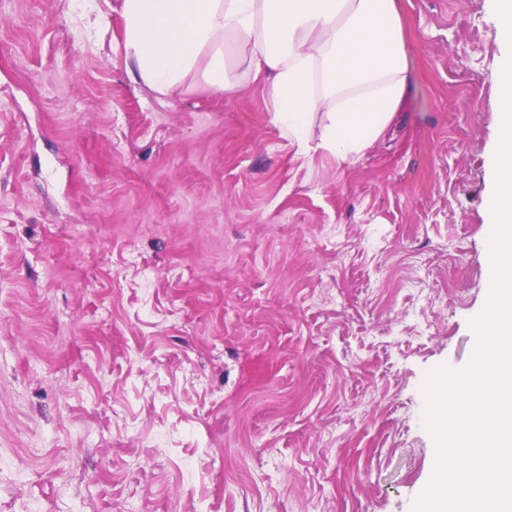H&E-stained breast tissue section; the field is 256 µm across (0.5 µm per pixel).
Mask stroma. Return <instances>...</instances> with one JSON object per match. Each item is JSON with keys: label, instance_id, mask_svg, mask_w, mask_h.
I'll list each match as a JSON object with an SVG mask.
<instances>
[{"label": "stroma", "instance_id": "35a3bbf8", "mask_svg": "<svg viewBox=\"0 0 512 512\" xmlns=\"http://www.w3.org/2000/svg\"><path fill=\"white\" fill-rule=\"evenodd\" d=\"M121 4L0 0V512H414L487 300L492 0H398L414 85L341 164L262 82L137 81Z\"/></svg>", "mask_w": 512, "mask_h": 512}]
</instances>
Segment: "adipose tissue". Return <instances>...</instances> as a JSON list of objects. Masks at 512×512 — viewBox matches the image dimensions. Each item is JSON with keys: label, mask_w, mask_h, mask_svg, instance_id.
<instances>
[{"label": "adipose tissue", "mask_w": 512, "mask_h": 512, "mask_svg": "<svg viewBox=\"0 0 512 512\" xmlns=\"http://www.w3.org/2000/svg\"><path fill=\"white\" fill-rule=\"evenodd\" d=\"M125 47L166 95L201 73L263 81L297 152L346 162L376 142L413 85L396 0H123Z\"/></svg>", "instance_id": "obj_1"}]
</instances>
